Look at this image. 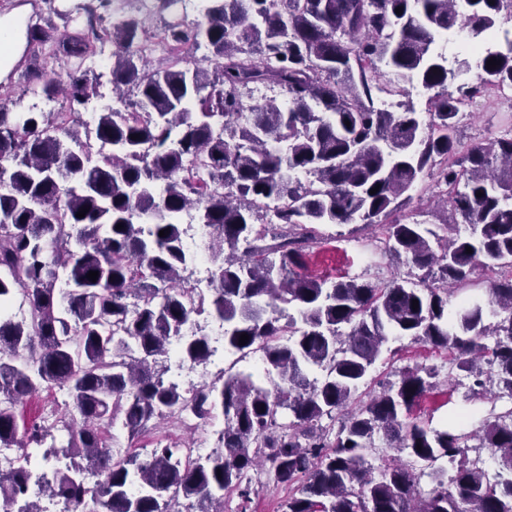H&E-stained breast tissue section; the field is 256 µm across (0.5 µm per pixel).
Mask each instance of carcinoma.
<instances>
[{"label": "carcinoma", "instance_id": "cac0c4a2", "mask_svg": "<svg viewBox=\"0 0 512 512\" xmlns=\"http://www.w3.org/2000/svg\"><path fill=\"white\" fill-rule=\"evenodd\" d=\"M44 2L71 28L59 35L50 17L30 16L25 69L13 72L26 94L65 91L68 111L11 112L0 98V448L21 450L0 471V512H42L28 501L26 448L50 432L35 423L19 438L16 406L55 388L69 397L67 439L42 461L68 463L37 484L65 512H180L182 499L186 512H224L227 490L250 512L270 485L292 490L282 512H512V408L469 432L422 426L413 412L439 389V370L417 365L349 409L403 336L447 350L461 372L485 364L476 386L512 399V129L457 151L461 105L512 88V39L454 91L469 64L454 69L438 50L458 24L480 38L512 23V0H204L194 27L178 16L181 0H156L169 12L163 48L137 18L112 22L113 90L133 100L90 122L79 112L90 99L83 65L113 0ZM202 39L211 55L188 57ZM42 54L65 73L34 84ZM158 54L168 65L154 69ZM408 84L429 93L426 115L409 102L375 107L377 93ZM257 88L286 100L248 102ZM425 177L449 188L439 228L459 222L465 233L392 218ZM271 204L277 232L262 223ZM191 210L210 230L208 296L185 276L195 255L179 218ZM354 223L387 225L388 250L424 275L330 285L308 272L309 236L297 229ZM477 267L497 272L485 297L464 293ZM211 313L224 351L261 352L265 380L223 371L187 394L167 379L171 344L182 365L213 355L209 336L186 334ZM218 411L224 431L203 462L162 442L146 456L107 443L117 425L132 437L154 419ZM336 411L335 431L323 420ZM472 439L495 480L469 458ZM378 440L389 453L375 468Z\"/></svg>", "mask_w": 512, "mask_h": 512}]
</instances>
